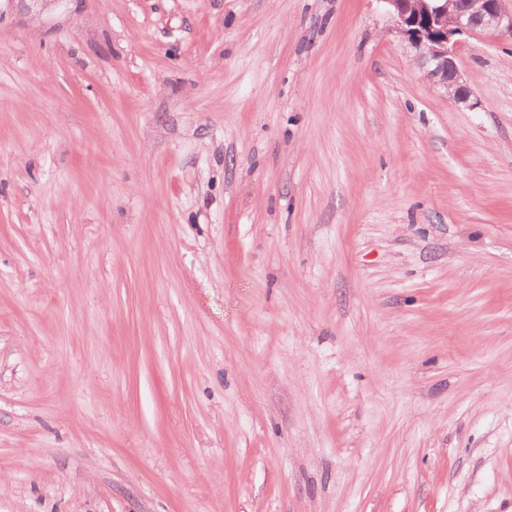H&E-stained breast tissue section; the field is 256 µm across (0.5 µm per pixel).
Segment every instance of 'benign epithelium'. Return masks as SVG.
Returning <instances> with one entry per match:
<instances>
[{
	"label": "benign epithelium",
	"instance_id": "1",
	"mask_svg": "<svg viewBox=\"0 0 512 512\" xmlns=\"http://www.w3.org/2000/svg\"><path fill=\"white\" fill-rule=\"evenodd\" d=\"M397 21L398 32L432 64L430 76L448 89L456 103L474 106L472 93L459 74L452 38L465 32L512 34V8L506 0H467L462 11L448 9L447 0H383Z\"/></svg>",
	"mask_w": 512,
	"mask_h": 512
}]
</instances>
